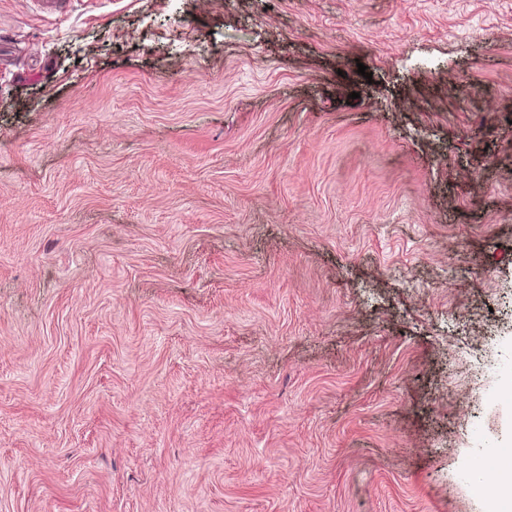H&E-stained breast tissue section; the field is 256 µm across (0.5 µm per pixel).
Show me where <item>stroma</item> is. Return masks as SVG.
Here are the masks:
<instances>
[{"label":"stroma","mask_w":512,"mask_h":512,"mask_svg":"<svg viewBox=\"0 0 512 512\" xmlns=\"http://www.w3.org/2000/svg\"><path fill=\"white\" fill-rule=\"evenodd\" d=\"M509 380L512 0H0V512H485Z\"/></svg>","instance_id":"35a3bbf8"}]
</instances>
